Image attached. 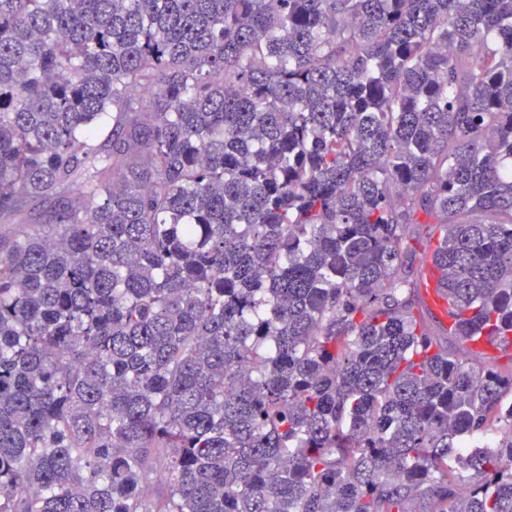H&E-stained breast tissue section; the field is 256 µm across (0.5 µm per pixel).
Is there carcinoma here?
<instances>
[{
    "mask_svg": "<svg viewBox=\"0 0 512 512\" xmlns=\"http://www.w3.org/2000/svg\"><path fill=\"white\" fill-rule=\"evenodd\" d=\"M34 199L0 512H512V0H0Z\"/></svg>",
    "mask_w": 512,
    "mask_h": 512,
    "instance_id": "cac0c4a2",
    "label": "carcinoma"
}]
</instances>
